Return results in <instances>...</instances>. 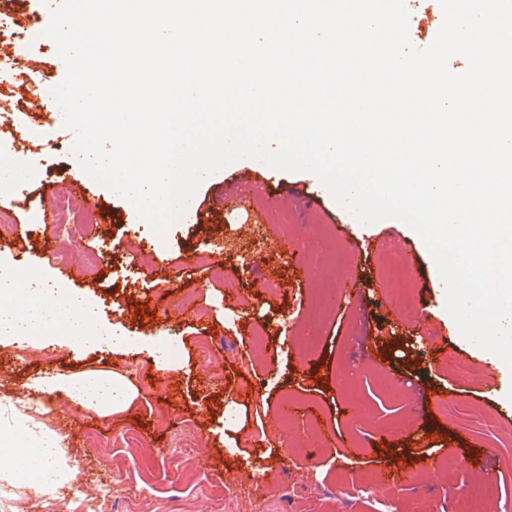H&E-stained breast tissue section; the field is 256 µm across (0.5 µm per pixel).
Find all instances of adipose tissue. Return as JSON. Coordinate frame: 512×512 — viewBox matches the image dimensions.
<instances>
[{"label": "adipose tissue", "instance_id": "1", "mask_svg": "<svg viewBox=\"0 0 512 512\" xmlns=\"http://www.w3.org/2000/svg\"><path fill=\"white\" fill-rule=\"evenodd\" d=\"M66 336L79 343L123 348L128 337L98 322L95 305L62 288H48L19 266L0 278V347L27 338ZM32 387L58 390L72 400L105 412L129 408L134 392L115 374L60 372L34 378ZM70 464L61 438L10 401L0 402V474L24 480L45 478L42 493H55L68 482Z\"/></svg>", "mask_w": 512, "mask_h": 512}]
</instances>
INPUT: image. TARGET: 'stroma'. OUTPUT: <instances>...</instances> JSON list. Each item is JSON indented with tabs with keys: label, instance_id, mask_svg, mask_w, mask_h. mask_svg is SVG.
<instances>
[{
	"label": "stroma",
	"instance_id": "35a3bbf8",
	"mask_svg": "<svg viewBox=\"0 0 512 512\" xmlns=\"http://www.w3.org/2000/svg\"><path fill=\"white\" fill-rule=\"evenodd\" d=\"M409 34L414 46L432 43L442 24L439 0H410ZM7 53L38 80L60 84L54 42H15ZM25 151L0 138V164L26 171L25 197L0 202L16 226L0 234V263L21 262L59 280V255L85 264L100 254L98 268L68 291L93 302L100 322L131 337L123 350L77 345L65 338L31 339L0 348V400L21 399L27 413L43 420L63 440L73 478L55 494L34 496L28 484L0 479V512H58L70 492L81 491L94 512H467L460 492L493 475L495 495L485 512L512 504V368L455 335L440 278L423 239L407 224L385 219L360 223L306 172L255 166L242 159L209 176L195 195L196 224L172 226L165 238L146 242L150 225L133 204L88 179L81 165L56 148L62 128L45 122ZM82 182L77 210L94 212L99 236L75 226L60 234L42 209L57 186ZM346 224L355 245L349 262H332L318 237L320 225ZM387 239L412 246L420 256L416 277L434 288L416 299L421 322L385 311L376 253ZM313 277L355 269L362 295L341 301L318 328L320 346L306 350L297 333L307 317L314 284L293 279L294 263ZM224 266L226 281L210 280L206 267ZM166 268L167 281L156 271ZM279 282L278 291L264 287ZM236 289L247 305L227 303ZM145 306L148 321L135 320L132 305ZM206 306L209 316L194 318ZM267 324L262 351L249 338L253 322ZM165 333L179 353L169 371L156 369L147 338ZM115 370L137 391L128 411H75L65 394L33 393L27 378L38 373ZM395 379L399 398L381 387ZM351 378L368 404L364 416H349L342 382ZM240 399L248 418L235 433L234 456L224 454L218 418L225 395ZM293 399L318 419L332 422L336 442L320 445L308 419L283 425L281 400ZM506 421L501 432L478 434L481 420ZM395 431L407 455L385 452ZM423 456L437 462L420 474ZM411 472L412 483L395 491L384 481L389 469Z\"/></svg>",
	"mask_w": 512,
	"mask_h": 512
}]
</instances>
